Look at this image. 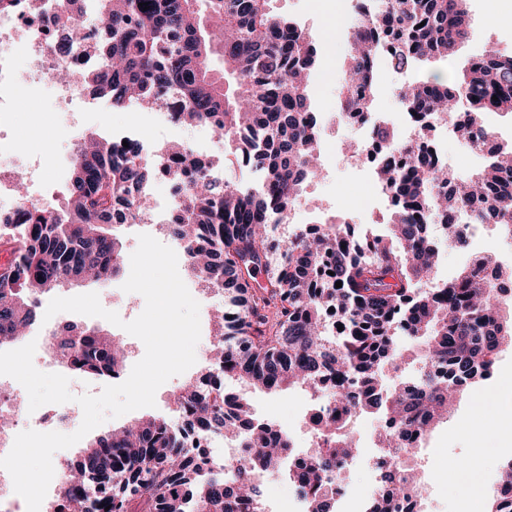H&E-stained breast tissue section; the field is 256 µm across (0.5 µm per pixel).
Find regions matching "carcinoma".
I'll return each instance as SVG.
<instances>
[{
    "label": "carcinoma",
    "instance_id": "obj_1",
    "mask_svg": "<svg viewBox=\"0 0 512 512\" xmlns=\"http://www.w3.org/2000/svg\"><path fill=\"white\" fill-rule=\"evenodd\" d=\"M207 4L211 31L200 24L198 2ZM148 3V10L140 7ZM271 0H95L105 23L99 66L85 86L113 108L150 110L167 99L184 102L170 117L183 126H209L233 147L237 163L260 173L258 189L212 179L190 150L175 144L179 214L164 228L183 249L200 288L236 313L215 321L218 345L199 380L175 398L183 424L146 417L85 444L68 467L57 498L66 512H127L137 496L153 512H257L263 479L282 475L296 484L309 512H335L332 475L358 453L347 425L312 412L322 439L297 463L288 460V432L251 418L249 401L224 390L219 376L267 392L298 385L315 392L329 374L351 377L357 392H335L330 402L346 421L368 414L380 422L377 491L367 512H400L399 503L419 496L415 449L400 440L448 421V399L484 380L505 345L512 346V314L502 310L496 286L463 266L445 288H421L437 270L439 246L429 239L431 213L448 243L469 246L468 224H512V149L487 157L467 180L425 159L406 174L387 168L379 180L400 203L376 238V251L361 254L352 228L332 223L318 236L276 240L270 225L299 202L305 181L316 175L313 157L322 129L310 83L322 51L294 21L275 14ZM397 43L388 68L408 70L446 60L468 36L467 0H386L369 15L358 12L350 30L338 113L369 109L381 34ZM219 49L234 84L212 77ZM451 82L436 75L399 92L404 109L455 120L469 104L459 138L479 146L489 134L486 112L512 115V56L474 55ZM154 168L138 142L112 151L111 139L77 145L70 184L58 205L30 206L18 223L0 231V347L21 337L40 316L44 298L90 277L108 281L121 270L124 252L114 232L136 224L147 211ZM326 264L327 285H310ZM263 271L264 284L256 283ZM342 287H336V282ZM344 322L336 337L327 312ZM52 354L75 374L112 376L123 371L122 342L99 326L65 324L56 329ZM188 434L231 437L236 454L219 462L183 446ZM487 512H512V459L500 468Z\"/></svg>",
    "mask_w": 512,
    "mask_h": 512
}]
</instances>
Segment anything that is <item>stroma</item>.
Instances as JSON below:
<instances>
[{"instance_id": "35a3bbf8", "label": "stroma", "mask_w": 512, "mask_h": 512, "mask_svg": "<svg viewBox=\"0 0 512 512\" xmlns=\"http://www.w3.org/2000/svg\"><path fill=\"white\" fill-rule=\"evenodd\" d=\"M490 5L491 0H468L470 28L467 41L461 44L453 60L425 63L424 72L448 73L461 70L471 55L489 45L501 54L512 55V23H492L487 17ZM271 7L276 14L305 26L316 44L322 47L323 55L311 82V98L315 112L336 109L342 72L348 56V32L343 29L332 36L327 33L329 20L336 15L334 0H272ZM75 102L82 111L75 125L52 117L53 102L48 96L23 103L16 119L14 135L18 149L38 150L47 163L45 181L34 189L39 204L53 205L62 199L72 169L73 149L81 137H108L113 130L131 124L141 125L160 137L170 133L169 128L162 125L155 114L113 108L86 91L76 96ZM354 136V130L340 127L334 135L324 137L322 151L329 161L330 173L318 185L305 187L300 202L288 214L290 222L306 220L320 223L326 217L336 215L357 221L364 228H379L382 216L365 171L337 157V139H351ZM179 274L200 304L201 336L195 350V364L183 374L169 379L157 390L155 407L146 410L141 408L107 420L97 427V434L107 433L114 427L148 414L171 418L174 393L186 381L199 378L206 365L212 334L210 317L217 301L211 295L201 292L187 268H180ZM128 276V271H121L106 286L83 281L62 289L61 294L70 297L97 293L105 309L117 312L122 320L130 321L143 311L145 300L140 294L123 291L122 285ZM497 367L499 374L496 380L489 385L481 383L473 387L458 403L448 422L437 427L430 436V446L424 455V479L436 492L432 512H484L490 487L478 485L469 506L461 507L454 486L447 482L453 460L469 459L476 467L478 476L482 477L486 473L497 472L502 462L512 459L511 436L480 438L469 430L476 408H483L485 416L491 419L504 410L505 398L512 397V349L500 353ZM250 400L255 417L293 430L297 445L305 446L308 397L300 388L292 387L272 393L256 391L251 393Z\"/></svg>"}]
</instances>
